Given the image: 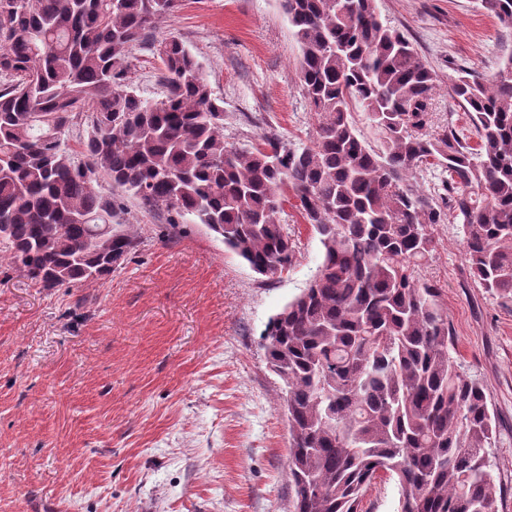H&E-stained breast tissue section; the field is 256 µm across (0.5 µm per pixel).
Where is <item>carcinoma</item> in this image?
Instances as JSON below:
<instances>
[{"label": "carcinoma", "instance_id": "obj_1", "mask_svg": "<svg viewBox=\"0 0 512 512\" xmlns=\"http://www.w3.org/2000/svg\"><path fill=\"white\" fill-rule=\"evenodd\" d=\"M281 2L317 118L303 146L228 141L196 57L147 40L181 0H0V258L44 288L111 274L135 246L118 191L274 276L295 257L280 223L295 199L322 262L261 335L283 381L294 512H360L382 476L400 512H499L489 397L459 372L441 288L419 271L434 227L458 224L474 279L512 303V55L489 77L448 75L472 144L434 125L437 74L376 0L346 14L337 0ZM480 5L512 28V0ZM133 45L160 59L161 97L125 82ZM428 170L434 194L413 183Z\"/></svg>", "mask_w": 512, "mask_h": 512}]
</instances>
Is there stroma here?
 I'll list each match as a JSON object with an SVG mask.
<instances>
[{
	"label": "stroma",
	"mask_w": 512,
	"mask_h": 512,
	"mask_svg": "<svg viewBox=\"0 0 512 512\" xmlns=\"http://www.w3.org/2000/svg\"><path fill=\"white\" fill-rule=\"evenodd\" d=\"M377 5L440 76L435 123L466 126L449 68L491 75L512 29L478 0ZM170 36L222 100L228 140L309 144L316 118L281 0H182L149 34ZM127 57L132 87L158 97L159 58L137 45ZM123 207L136 244L101 280L43 288L0 262V512H293L281 380L260 335L320 265L316 235L288 208L296 257L266 278L203 225ZM434 234L422 275L442 290L461 372L490 396L499 512H512V305L471 277L459 225Z\"/></svg>",
	"instance_id": "35a3bbf8"
}]
</instances>
